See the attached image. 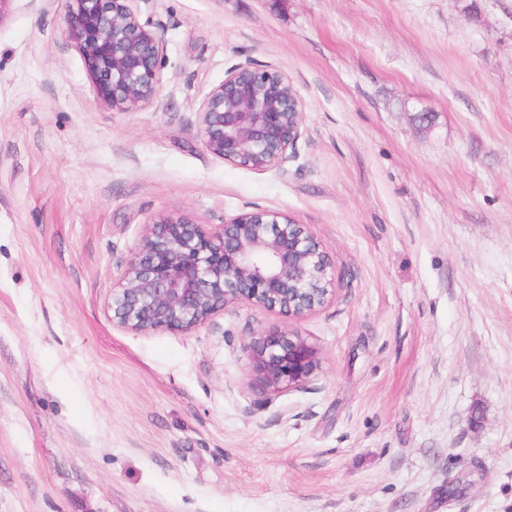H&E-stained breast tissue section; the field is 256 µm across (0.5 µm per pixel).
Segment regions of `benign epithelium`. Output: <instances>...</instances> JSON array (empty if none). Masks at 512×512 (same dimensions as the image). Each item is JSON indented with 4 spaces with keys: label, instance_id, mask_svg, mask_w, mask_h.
Segmentation results:
<instances>
[{
    "label": "benign epithelium",
    "instance_id": "1",
    "mask_svg": "<svg viewBox=\"0 0 512 512\" xmlns=\"http://www.w3.org/2000/svg\"><path fill=\"white\" fill-rule=\"evenodd\" d=\"M141 0H66L61 38L80 54L98 104L133 112L153 102L166 43L141 21ZM305 103L288 75L250 59L224 73L197 109L207 151L256 171L279 169L302 134ZM328 254L286 212L256 210L200 224L162 214L112 285V323L150 335L191 332L241 306L302 320L336 294ZM250 386L267 397L307 388L321 367L308 339L272 329L248 343Z\"/></svg>",
    "mask_w": 512,
    "mask_h": 512
}]
</instances>
